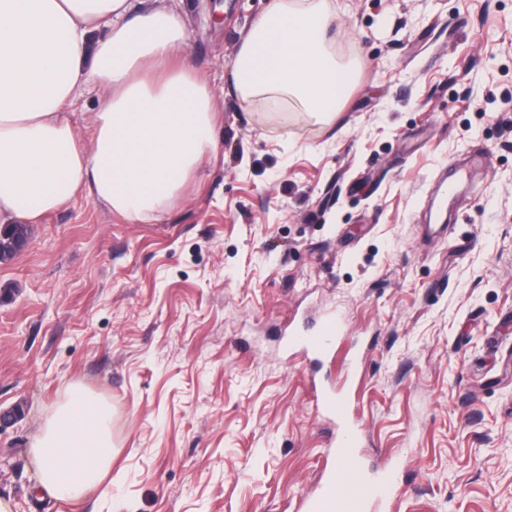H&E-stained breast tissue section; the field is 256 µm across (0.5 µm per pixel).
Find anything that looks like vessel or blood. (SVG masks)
<instances>
[{"label": "vessel or blood", "mask_w": 512, "mask_h": 512, "mask_svg": "<svg viewBox=\"0 0 512 512\" xmlns=\"http://www.w3.org/2000/svg\"><path fill=\"white\" fill-rule=\"evenodd\" d=\"M341 334L340 322L329 317L316 334L292 336L288 342L299 347L306 359L317 361L331 355ZM316 399L321 411L338 422L340 434L328 445L317 492L302 498L297 512H384L390 500L388 479H369L355 467L359 435L353 426L348 395L323 387Z\"/></svg>", "instance_id": "1"}]
</instances>
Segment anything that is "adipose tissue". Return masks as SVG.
<instances>
[{"mask_svg":"<svg viewBox=\"0 0 512 512\" xmlns=\"http://www.w3.org/2000/svg\"><path fill=\"white\" fill-rule=\"evenodd\" d=\"M328 31L324 0H268L236 48L229 91H285L331 120L355 72L336 63ZM187 43L179 12L147 0H0V223H37L83 193L134 222L176 204L218 148L219 111ZM91 84L104 98L86 140L71 108ZM111 421L104 400L71 387L32 445L49 495L102 488Z\"/></svg>","mask_w":512,"mask_h":512,"instance_id":"1","label":"adipose tissue"}]
</instances>
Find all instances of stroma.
I'll return each instance as SVG.
<instances>
[{
	"mask_svg": "<svg viewBox=\"0 0 512 512\" xmlns=\"http://www.w3.org/2000/svg\"><path fill=\"white\" fill-rule=\"evenodd\" d=\"M266 0H183L222 106L216 156L159 220L92 197L0 264L10 512H294L350 390L390 512H512V0H333L359 78L331 124L227 94ZM341 320L335 355L286 340ZM79 385L112 406L106 491L39 490L31 444Z\"/></svg>",
	"mask_w": 512,
	"mask_h": 512,
	"instance_id": "1",
	"label": "stroma"
}]
</instances>
